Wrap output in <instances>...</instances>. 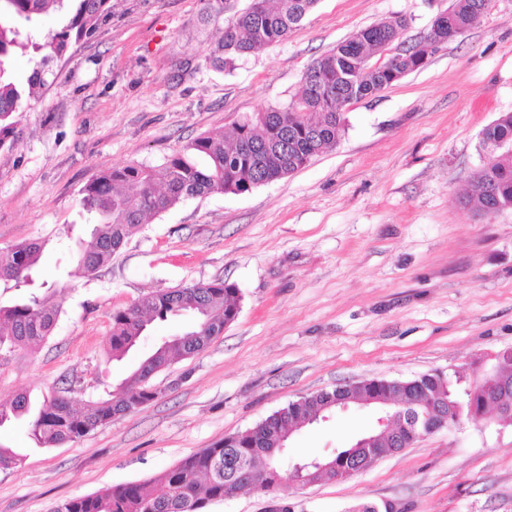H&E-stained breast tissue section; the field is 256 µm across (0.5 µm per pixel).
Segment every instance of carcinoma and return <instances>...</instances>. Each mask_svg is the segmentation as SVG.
Listing matches in <instances>:
<instances>
[{
	"instance_id": "1",
	"label": "carcinoma",
	"mask_w": 512,
	"mask_h": 512,
	"mask_svg": "<svg viewBox=\"0 0 512 512\" xmlns=\"http://www.w3.org/2000/svg\"><path fill=\"white\" fill-rule=\"evenodd\" d=\"M111 0H0V149L11 146L17 134L20 103L44 83L45 68L71 41L91 37L111 18ZM318 0H250L235 21L220 27L224 0H206L203 24L221 28L210 48L212 65L233 73L244 58L260 54L286 40ZM487 0H451L445 16L432 31L409 42L386 64L387 51L402 44L407 20L381 21L356 31L316 58L306 69L300 91L289 102L244 118L234 128L232 142L222 132L205 133L154 167L130 163L100 172L83 190L81 206L94 215L92 241L78 252L76 271L94 275L108 265L127 239L154 216L190 198L211 194L240 195L282 179L313 158L336 147L345 131L339 106L363 100L394 86L403 77L424 69L440 45L461 36L475 22ZM68 20L59 32L39 36L38 18L50 6ZM33 55L30 74L16 71L17 55ZM481 143L512 142V112L502 113L483 130ZM468 202L486 209L497 204L512 208V150L473 177ZM42 246L24 241L0 250V279L18 284L32 280L40 264ZM241 295L226 281L197 283L152 292L137 303L112 313L107 356L121 361L145 336L148 326L184 315L195 323L182 334L163 342L122 384L112 402L87 400L76 406L57 393L49 403L30 413L27 395L0 400V427L27 418L28 437L40 448L74 442L112 419L137 410L154 399L149 376L176 357L202 352L240 313ZM60 316L52 296L33 293L10 306H0V350L27 349L46 339ZM420 384L411 395L414 410L422 415L446 400L463 418L479 405L487 375L475 372L463 378L435 370L417 376ZM389 392L381 379H368L347 392L354 401L384 399ZM326 396L313 393L268 416L258 430L230 435L161 472L148 484L127 483L96 494L72 498L53 512H207L225 498L246 473L264 477L265 495L291 512L281 493L286 475L277 465L278 432L288 431L297 419L323 412Z\"/></svg>"
}]
</instances>
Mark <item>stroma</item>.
<instances>
[{
	"mask_svg": "<svg viewBox=\"0 0 512 512\" xmlns=\"http://www.w3.org/2000/svg\"><path fill=\"white\" fill-rule=\"evenodd\" d=\"M205 0H112V20L69 43L19 109L17 141L0 150V249L41 241L32 283L0 282V304L54 293L61 314L32 349L0 353V400L40 405L113 389L186 319L155 323L138 351L108 361L114 310L145 294L226 280L237 320L201 353L149 383L156 400L75 442L39 448L18 421L0 429L19 468L0 469V512H50L58 502L143 483L292 401L363 379L469 373L512 348V209L462 198L495 160L481 131L512 112V0H492L421 71L344 106L336 147L242 195L190 199L135 233L109 266L71 276L85 184L131 162L155 166L201 134L232 133L282 105L314 58L360 28L403 17L427 32L450 0H318L285 41L233 74L213 69L216 29L198 31ZM376 425L355 405L294 432L282 470L345 447ZM294 512H512V426L464 421L351 478L290 491Z\"/></svg>",
	"mask_w": 512,
	"mask_h": 512,
	"instance_id": "1",
	"label": "stroma"
}]
</instances>
